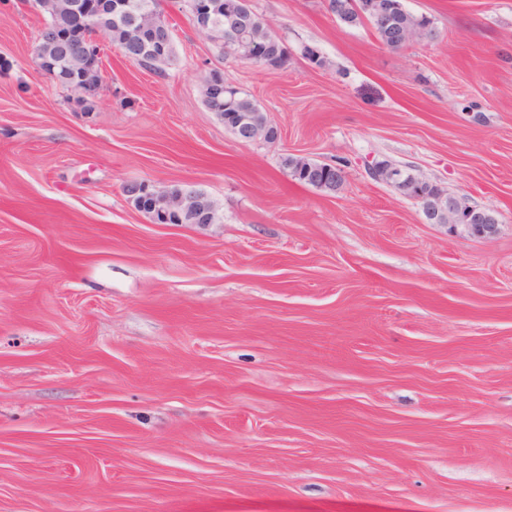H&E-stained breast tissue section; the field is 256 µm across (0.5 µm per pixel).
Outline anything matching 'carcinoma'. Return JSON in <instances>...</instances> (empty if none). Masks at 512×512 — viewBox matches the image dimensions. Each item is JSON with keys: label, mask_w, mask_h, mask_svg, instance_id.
Returning a JSON list of instances; mask_svg holds the SVG:
<instances>
[{"label": "carcinoma", "mask_w": 512, "mask_h": 512, "mask_svg": "<svg viewBox=\"0 0 512 512\" xmlns=\"http://www.w3.org/2000/svg\"><path fill=\"white\" fill-rule=\"evenodd\" d=\"M402 0H328V11L341 23L356 27L371 24L377 40L384 46L397 50L401 45L395 42L396 33L401 29L422 30L426 35L435 34L433 22L426 16H416L405 7L398 6ZM46 21L40 30L37 49L49 71L56 74L59 85L66 86L83 79V73L74 70L79 59L80 42L66 38L67 29L57 23L58 13L53 9L44 10ZM112 27V45L123 51L129 61L153 71H162V66L173 62V54L158 59L152 53L150 40L135 32L124 23L121 16H109ZM248 45L262 51L258 66L273 70L288 66L290 57L283 39L273 34L267 24L258 19L248 27ZM205 106L224 121L228 129L236 126L248 112H260L261 106L249 94L229 86H216L203 80ZM282 165L290 176L300 184L319 191L334 194L341 190L344 178L336 177V171L328 163L307 158L285 157Z\"/></svg>", "instance_id": "1"}]
</instances>
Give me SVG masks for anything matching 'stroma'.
Returning <instances> with one entry per match:
<instances>
[{
	"mask_svg": "<svg viewBox=\"0 0 512 512\" xmlns=\"http://www.w3.org/2000/svg\"><path fill=\"white\" fill-rule=\"evenodd\" d=\"M250 5L286 69L169 6L174 65L98 37L74 112L37 66L43 14L0 0V512H512V0H404L437 38L399 50L326 0ZM213 68L277 141L207 109ZM286 155L344 161L341 191ZM375 161L495 234L425 223ZM129 181L218 219L151 223ZM259 118H263V114H258ZM279 137L278 128L273 126L265 115L262 120L249 122L244 130V137L238 138L241 141H254L257 139L276 140ZM282 165L290 176L300 184L311 186L319 191L328 194H336L344 184V171L341 165L340 171L343 175L336 179V165L321 163L307 158L285 157ZM334 169V170H331ZM406 168L405 165L389 162L376 170V180L392 184L404 195L408 196L426 197L442 189L437 183L427 181L419 185L412 194L407 193L404 190H407L412 183L422 181L423 179L409 173ZM397 186H404V190ZM442 190L433 196L419 199L423 203L421 205L423 215L428 223L443 224L444 216L457 214L464 215V220L468 223L466 225L473 235L484 237L495 232L498 221L492 209L472 205L465 199L450 195L448 191L443 192ZM464 220H457L455 224L448 225L465 224Z\"/></svg>",
	"mask_w": 512,
	"mask_h": 512,
	"instance_id": "35a3bbf8",
	"label": "stroma"
}]
</instances>
